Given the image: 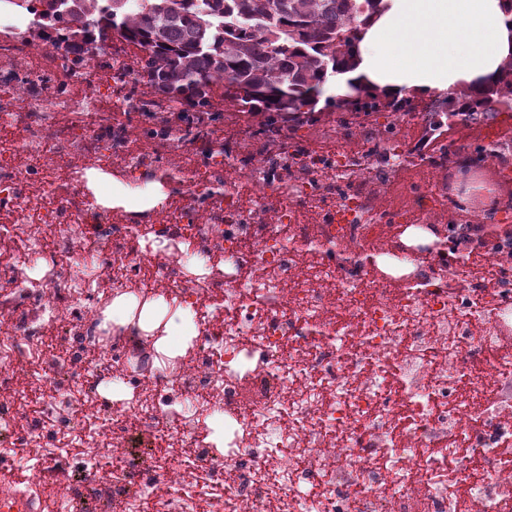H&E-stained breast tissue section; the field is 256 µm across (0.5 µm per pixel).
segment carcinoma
<instances>
[{
    "mask_svg": "<svg viewBox=\"0 0 512 512\" xmlns=\"http://www.w3.org/2000/svg\"><path fill=\"white\" fill-rule=\"evenodd\" d=\"M45 2L27 0L23 8L34 15L28 30L37 38L67 42L76 64L96 59L111 35L140 47L133 69L153 91L186 106V122L204 112L221 116L213 104L221 83L224 100L265 116L264 134L327 109L370 115L409 103L360 83L349 84L359 90L350 103L329 98L321 106L313 95L327 74L353 68L359 27L381 0H62L53 11ZM494 103L512 107V56L482 97L461 90L429 108L428 128L441 126V112L463 123L493 120Z\"/></svg>",
    "mask_w": 512,
    "mask_h": 512,
    "instance_id": "1",
    "label": "carcinoma"
}]
</instances>
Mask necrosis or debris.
<instances>
[{"label":"necrosis or debris","instance_id":"necrosis-or-debris-1","mask_svg":"<svg viewBox=\"0 0 512 512\" xmlns=\"http://www.w3.org/2000/svg\"><path fill=\"white\" fill-rule=\"evenodd\" d=\"M72 59L0 42V446L46 454L0 482V512H512V236L484 248L491 281L449 283L464 254L448 174L469 150L432 155L413 191L440 227L410 271L388 231L411 221L375 203L395 163L358 174V146H386L378 125L337 128L342 146L287 183L265 147L229 134L216 153L177 103L156 121L121 50L92 71ZM79 100L93 122L59 124ZM103 100L192 153L154 223L85 187L95 169L136 194L155 166L140 130L96 117ZM148 308L188 333L143 326Z\"/></svg>","mask_w":512,"mask_h":512}]
</instances>
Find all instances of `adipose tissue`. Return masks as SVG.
Here are the masks:
<instances>
[{
    "label": "adipose tissue",
    "instance_id": "1",
    "mask_svg": "<svg viewBox=\"0 0 512 512\" xmlns=\"http://www.w3.org/2000/svg\"><path fill=\"white\" fill-rule=\"evenodd\" d=\"M512 56V12L505 0H382L362 27L353 69L327 77L321 97L360 80L389 96L479 92Z\"/></svg>",
    "mask_w": 512,
    "mask_h": 512
}]
</instances>
